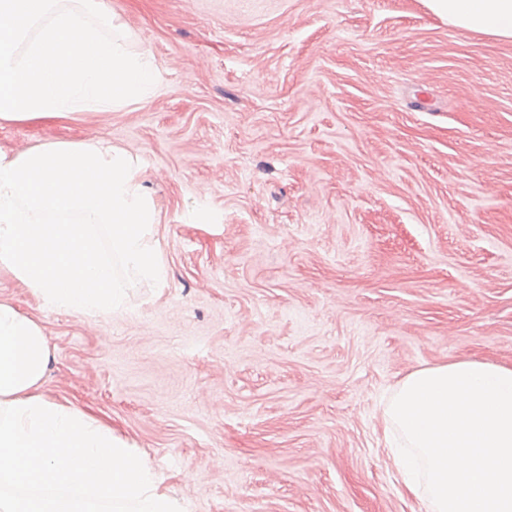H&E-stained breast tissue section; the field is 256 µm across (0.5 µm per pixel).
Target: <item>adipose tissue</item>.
<instances>
[{
	"mask_svg": "<svg viewBox=\"0 0 512 512\" xmlns=\"http://www.w3.org/2000/svg\"><path fill=\"white\" fill-rule=\"evenodd\" d=\"M457 28L512 39V0H427ZM43 325L0 301V512H181L110 425L44 395ZM397 480L425 512H512V365L417 368L384 409Z\"/></svg>",
	"mask_w": 512,
	"mask_h": 512,
	"instance_id": "1",
	"label": "adipose tissue"
}]
</instances>
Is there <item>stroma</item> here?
Listing matches in <instances>:
<instances>
[{"instance_id": "obj_1", "label": "stroma", "mask_w": 512, "mask_h": 512, "mask_svg": "<svg viewBox=\"0 0 512 512\" xmlns=\"http://www.w3.org/2000/svg\"><path fill=\"white\" fill-rule=\"evenodd\" d=\"M147 99L0 125L140 157L163 289L46 329L48 398L109 422L183 512H420L384 394L512 363V40L425 0H106Z\"/></svg>"}]
</instances>
